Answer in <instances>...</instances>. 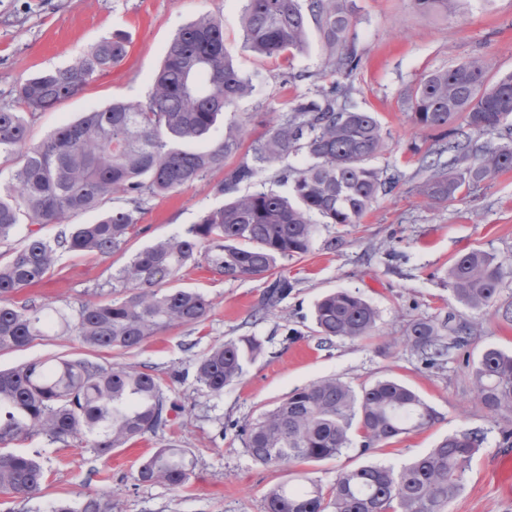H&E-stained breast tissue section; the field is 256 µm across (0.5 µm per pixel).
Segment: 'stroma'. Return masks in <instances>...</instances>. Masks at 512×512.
I'll return each instance as SVG.
<instances>
[{"mask_svg": "<svg viewBox=\"0 0 512 512\" xmlns=\"http://www.w3.org/2000/svg\"><path fill=\"white\" fill-rule=\"evenodd\" d=\"M355 3L351 38L362 62L351 83L358 106L376 113L390 133L372 164L401 173L395 192L380 197L360 223L320 226L307 255L279 261L276 271L288 277L292 288L264 317L254 312L268 278L231 279L204 264L185 269L180 286L199 289L212 302L203 324L171 328L130 351L95 353L103 362L151 368L170 399L183 407L181 417L163 434L146 436L107 457L98 456L87 439L63 442L34 435L15 442L16 451L39 456L46 479L25 502L0 494V512H51L59 501L77 504L95 494L111 495L112 512H265L266 494L277 484L315 483L327 492L343 471L373 462L401 466L464 430L482 431L486 439L448 512H512V447L500 443L503 420L475 401L468 371L456 357L429 368L401 344L411 320L443 322L452 316L477 325L467 347L470 361L490 347L512 352V321L466 309L455 301L446 279L449 264L462 253H512V171L452 203L428 204L416 187L423 180L422 151L435 146L437 133L412 122L405 99L430 71L474 56L484 57L492 73L512 72V0H460L445 17L419 14L412 0ZM242 6V0H0V104L14 103L28 78L69 65L103 38L120 32L129 40L128 54L118 66L56 108L29 115L32 143L43 142L62 121L78 119L112 99L146 101L169 41L202 14L221 19L224 46L254 86L251 96L234 107L244 122L242 145L223 168L171 195L150 199L140 233L122 250L106 257L60 255L41 286L20 291L15 302H49L76 316L134 253L184 233L203 211L221 206L224 198L216 186L227 171L251 160L253 144L280 118L287 100L319 83L325 51L318 34H311L307 48L292 61L256 57L242 46ZM286 71L296 73V80L284 82ZM334 234L342 235L343 245L324 249ZM338 289L353 291L376 308L373 338L328 341L317 335L314 304ZM241 336L260 339L261 354L222 396L205 395L193 379L197 356ZM86 352L74 332L58 330L23 349L0 352V368ZM325 377L356 389L381 378L397 379L433 407L438 419L370 457L352 447L334 459L287 470L254 462L233 423L254 421L292 391ZM168 441L189 451L195 462L189 484L182 489L136 484L133 476L141 462Z\"/></svg>", "mask_w": 512, "mask_h": 512, "instance_id": "35a3bbf8", "label": "stroma"}]
</instances>
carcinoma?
Returning <instances> with one entry per match:
<instances>
[{
	"mask_svg": "<svg viewBox=\"0 0 512 512\" xmlns=\"http://www.w3.org/2000/svg\"><path fill=\"white\" fill-rule=\"evenodd\" d=\"M457 0H413L423 13L448 14ZM354 0H245L243 47L261 57L300 52L316 29L335 80L286 103L281 120L217 186L224 204L168 240L136 252L112 275L125 296L89 302L75 319L48 303L18 306L10 297L41 282L64 252L106 256L121 248L140 222L147 198L166 196L223 166L241 146L243 123L224 114L252 93L253 85L224 48V25L202 14L168 44L148 100H114L58 126L40 144L29 140L25 113L45 111L80 93L94 78L127 55L124 37L105 38L64 68L44 71L18 89L17 105L0 106V159H17L11 180L0 185V241L22 221L44 227L93 212L88 224L65 226L52 239L28 230L9 260L0 263V351L19 350L57 324L71 329L92 349L128 351L176 326L203 323L211 301L196 288H166L183 268L205 261L228 278L262 277L282 259L313 248L318 224H357L380 196L391 194L400 175L370 161L386 146L388 133L372 112L359 110L347 82L360 64L349 38ZM412 122L440 129L436 158L423 166L419 188L431 204L451 203L459 194L512 170V73L491 75L474 57L425 75L409 94ZM302 152L303 168L276 173L288 193L261 189L238 194L262 170ZM123 205L104 208L108 200ZM480 250L457 257L447 271L453 297L466 308L512 321V304L496 305L505 266ZM291 284L280 277L266 287L256 314L275 307ZM317 333L358 339L371 335L377 310L343 289L315 305ZM452 335L443 342V330ZM471 325L438 324L418 318L405 329L403 344L428 368L441 365L451 348L469 345ZM262 351L254 336L210 349L195 363V382L219 397L237 382L247 362ZM475 398L488 414H512V353L486 349L469 370ZM181 408L169 400L161 379L149 369L99 362L89 356L49 357L0 370V493L27 499L45 480L42 462L9 445L43 434L52 440L91 438L100 456L147 434L164 431ZM436 411L407 385L383 378L353 389L323 378L297 389L274 409L240 429L249 456L262 465L336 458L351 447L357 427L360 453L367 454L410 431L427 428ZM484 435L459 431L399 468L368 464L339 474L331 491L313 483H282L266 495V512H447ZM194 460L175 444H162L142 461L135 481L181 488ZM52 512H112L107 495L79 506L61 501Z\"/></svg>",
	"mask_w": 512,
	"mask_h": 512,
	"instance_id": "cac0c4a2",
	"label": "carcinoma"
}]
</instances>
